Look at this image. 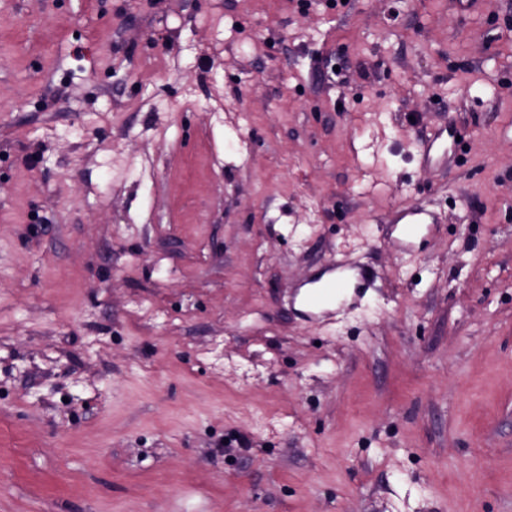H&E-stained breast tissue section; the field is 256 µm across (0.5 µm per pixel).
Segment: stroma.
Wrapping results in <instances>:
<instances>
[{
    "instance_id": "35a3bbf8",
    "label": "stroma",
    "mask_w": 512,
    "mask_h": 512,
    "mask_svg": "<svg viewBox=\"0 0 512 512\" xmlns=\"http://www.w3.org/2000/svg\"><path fill=\"white\" fill-rule=\"evenodd\" d=\"M456 3L0 0V512H512V0ZM387 224L405 241H413L434 224L431 213L421 205H411L394 213ZM372 275L364 266L336 263L311 279L297 296L301 310L310 317H320L336 308L340 298H356L372 284Z\"/></svg>"
}]
</instances>
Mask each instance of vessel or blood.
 I'll list each match as a JSON object with an SVG mask.
<instances>
[{"mask_svg":"<svg viewBox=\"0 0 512 512\" xmlns=\"http://www.w3.org/2000/svg\"><path fill=\"white\" fill-rule=\"evenodd\" d=\"M390 222L394 231L405 241H413L429 231L431 213L420 205H412L394 213ZM372 284V275L364 266L343 263L325 270L311 279L297 296V303L308 316L318 317L336 308L341 298H355Z\"/></svg>","mask_w":512,"mask_h":512,"instance_id":"b4317fda","label":"vessel or blood"}]
</instances>
